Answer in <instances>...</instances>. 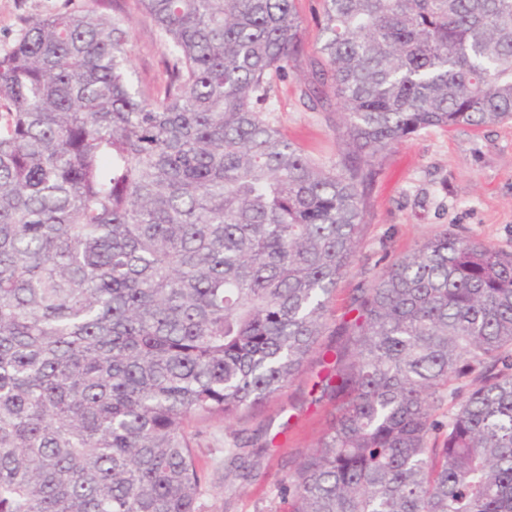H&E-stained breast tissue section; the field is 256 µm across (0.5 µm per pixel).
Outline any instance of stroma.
<instances>
[{
  "label": "stroma",
  "mask_w": 512,
  "mask_h": 512,
  "mask_svg": "<svg viewBox=\"0 0 512 512\" xmlns=\"http://www.w3.org/2000/svg\"><path fill=\"white\" fill-rule=\"evenodd\" d=\"M68 0H0V49L9 48L26 20L64 11ZM130 21L128 51L138 79L160 89L166 78L167 47L136 0H124ZM304 21V48L287 77L275 80L272 119L304 154L324 165L335 162L341 144L336 136L338 107L331 88L324 103L309 109L300 89L312 79L321 55L314 16L321 0H294ZM453 230L497 249L512 252V123L478 130L427 127L388 150L369 189L365 227L358 257L341 280L327 311L328 333L294 380L276 397L228 424L216 418L195 428L200 467L212 478L200 500L201 512H288L277 487L330 428L334 403L318 382L336 362L344 344L334 330L356 316L350 307L357 289L369 286L383 267L413 251L422 241ZM266 427L272 439L254 460L247 484L224 477V451L235 441Z\"/></svg>",
  "instance_id": "stroma-1"
}]
</instances>
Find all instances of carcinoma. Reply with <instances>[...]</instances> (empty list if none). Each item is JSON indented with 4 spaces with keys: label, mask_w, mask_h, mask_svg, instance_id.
Masks as SVG:
<instances>
[{
    "label": "carcinoma",
    "mask_w": 512,
    "mask_h": 512,
    "mask_svg": "<svg viewBox=\"0 0 512 512\" xmlns=\"http://www.w3.org/2000/svg\"><path fill=\"white\" fill-rule=\"evenodd\" d=\"M137 3L171 57L158 92L122 0L33 17L0 54V512H200L187 428L293 380L382 154L512 120V0H322L301 96L340 105L328 167L271 117L294 0ZM351 307L288 512H512V253L448 230ZM259 452L228 449L224 478Z\"/></svg>",
    "instance_id": "cac0c4a2"
}]
</instances>
